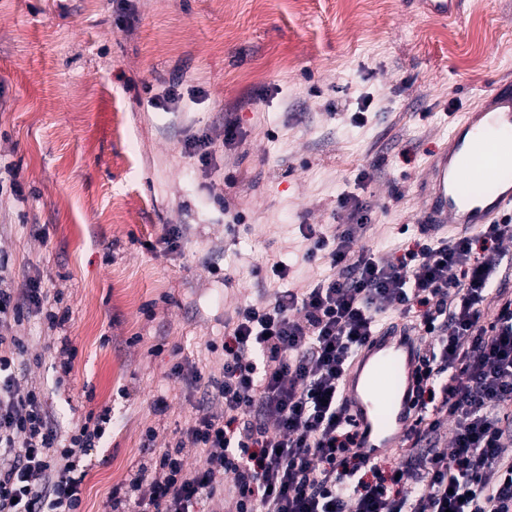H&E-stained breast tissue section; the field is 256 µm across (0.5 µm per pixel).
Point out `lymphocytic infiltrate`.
I'll return each mask as SVG.
<instances>
[{"label": "lymphocytic infiltrate", "instance_id": "1", "mask_svg": "<svg viewBox=\"0 0 512 512\" xmlns=\"http://www.w3.org/2000/svg\"><path fill=\"white\" fill-rule=\"evenodd\" d=\"M350 221L302 225L306 261L330 275L235 308L224 367L171 374L200 391L174 445L112 489L124 512H512V293L490 278L512 242V217L453 238L425 230L382 262L364 245L369 211L342 197ZM41 278L0 287V512H77V462L107 415L66 434L19 358L11 334L25 314L51 312ZM385 328L423 347L414 417L395 469L357 451L340 398L343 372ZM202 452L185 458L186 445Z\"/></svg>", "mask_w": 512, "mask_h": 512}]
</instances>
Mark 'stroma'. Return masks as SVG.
Masks as SVG:
<instances>
[{
	"instance_id": "1",
	"label": "stroma",
	"mask_w": 512,
	"mask_h": 512,
	"mask_svg": "<svg viewBox=\"0 0 512 512\" xmlns=\"http://www.w3.org/2000/svg\"><path fill=\"white\" fill-rule=\"evenodd\" d=\"M173 83L180 100L150 107ZM502 83L512 0H467L455 23L407 0H0V166L20 185L0 190V280L40 276L69 313L11 332L65 428L111 417L78 512H112L113 486L185 426L197 395L175 363L219 372L237 305L330 274L303 261L301 225L346 222L336 201L357 198L393 257L449 125ZM228 118L238 138L211 164L186 152Z\"/></svg>"
}]
</instances>
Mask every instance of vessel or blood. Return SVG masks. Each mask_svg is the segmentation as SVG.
Returning <instances> with one entry per match:
<instances>
[{
  "instance_id": "b4317fda",
  "label": "vessel or blood",
  "mask_w": 512,
  "mask_h": 512,
  "mask_svg": "<svg viewBox=\"0 0 512 512\" xmlns=\"http://www.w3.org/2000/svg\"><path fill=\"white\" fill-rule=\"evenodd\" d=\"M421 13L457 19L464 0H412ZM512 84L499 85L485 105L465 113L448 130L447 143L428 163L422 183L423 209L431 231L448 235L475 231L512 211ZM498 175L491 192L471 187ZM421 363L419 341L384 330L371 337L348 367L343 403L356 422L358 449L376 458L395 449L412 419V390Z\"/></svg>"
}]
</instances>
